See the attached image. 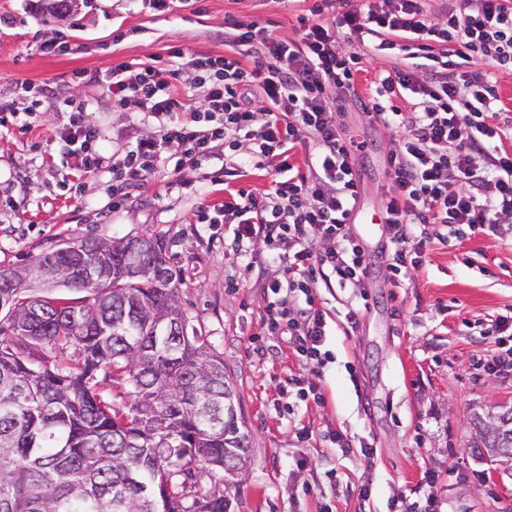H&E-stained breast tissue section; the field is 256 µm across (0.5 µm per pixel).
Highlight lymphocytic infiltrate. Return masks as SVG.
I'll use <instances>...</instances> for the list:
<instances>
[{
  "instance_id": "1",
  "label": "lymphocytic infiltrate",
  "mask_w": 512,
  "mask_h": 512,
  "mask_svg": "<svg viewBox=\"0 0 512 512\" xmlns=\"http://www.w3.org/2000/svg\"><path fill=\"white\" fill-rule=\"evenodd\" d=\"M478 2L473 10L448 7L435 19L423 0H397L390 10L379 0H318L300 17L296 41L266 33L255 21L225 19L234 56H189L174 47L167 61L121 63L105 75L113 101L134 102L142 122L157 124L156 132L106 158L99 127L81 109L56 132L60 153L77 170L110 173L116 209L163 162L179 169L223 160L225 150L237 149L240 162L225 177L243 176L249 167L268 170L269 193L238 191L202 220L217 224L237 215L235 243L284 269L286 280L268 284L274 299L263 323L269 335H287L300 361L323 365L326 320L315 305L317 285L333 280L361 287L372 265L349 233L360 181L353 140L336 121L356 95L363 58L336 34L373 42L379 51L396 49L400 38L411 41L413 58L433 73L421 80L411 69L381 72L373 94L360 103L367 117L403 132L389 153L392 185L383 208L385 262L397 278L421 267L429 225L460 237L512 216V115L500 107L495 87L496 72L512 70V0ZM444 42L453 43L451 56L435 54V44ZM476 56L485 70H462ZM182 62L206 89L191 109L172 91ZM406 91L413 101L404 110L393 99ZM300 146L306 153L301 168L290 155Z\"/></svg>"
}]
</instances>
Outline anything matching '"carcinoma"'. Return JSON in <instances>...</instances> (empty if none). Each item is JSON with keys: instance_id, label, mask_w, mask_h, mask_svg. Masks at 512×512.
Returning a JSON list of instances; mask_svg holds the SVG:
<instances>
[{"instance_id": "obj_1", "label": "carcinoma", "mask_w": 512, "mask_h": 512, "mask_svg": "<svg viewBox=\"0 0 512 512\" xmlns=\"http://www.w3.org/2000/svg\"><path fill=\"white\" fill-rule=\"evenodd\" d=\"M77 238L35 258L25 278L0 288V512H228L229 499L204 481L209 468L235 474L249 460L236 390L204 336L156 333L179 306L180 269L165 241ZM142 265L138 276L126 267ZM108 272L100 284L87 266ZM85 293L34 297L30 284ZM74 344L81 359L58 368L47 347ZM112 369L130 403L105 402L96 373ZM490 461L512 457V404L476 415Z\"/></svg>"}]
</instances>
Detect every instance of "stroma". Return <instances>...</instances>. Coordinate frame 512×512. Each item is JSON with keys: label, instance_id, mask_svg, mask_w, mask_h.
<instances>
[{"label": "stroma", "instance_id": "1", "mask_svg": "<svg viewBox=\"0 0 512 512\" xmlns=\"http://www.w3.org/2000/svg\"><path fill=\"white\" fill-rule=\"evenodd\" d=\"M314 0H176L158 14L146 0H86L60 19L42 0H0V104L12 112L0 123V269L29 264L76 237L102 239L159 235L181 270L179 305L189 323L224 358L236 390L237 414L251 439L243 478L216 470L210 482L226 485L230 512H397L409 504L424 512L421 486L435 475V512H512V470L474 455L473 413L512 403V377L485 370L493 348L483 333L512 315V223L496 234L434 238L422 267L401 287L377 264L362 288L319 286L316 304L326 312L324 367L298 362L261 318L271 299L264 287L268 262L244 257L228 224H203L201 207L220 203L218 161L165 166L119 209L108 205L111 176L63 167L56 130L67 113L48 109L19 131L32 90L52 84L59 99L84 104L103 134V154L122 150L145 134L133 106L108 98L103 84L81 73H109L116 64L148 62L179 47L192 55L224 52V18L259 19L282 39L299 36L298 18ZM61 40L68 51L44 53ZM364 54L356 90L370 97L379 71L408 64L406 53L382 54L352 41ZM355 136L360 194L350 219L352 236L379 259L385 228L380 217L391 185L388 156L399 135L370 120L357 104L337 116ZM320 384L324 404L299 403L289 378ZM310 432L298 438L299 429ZM346 434L350 451L326 440ZM372 444L364 458L361 444ZM369 497H361V487Z\"/></svg>", "mask_w": 512, "mask_h": 512}]
</instances>
